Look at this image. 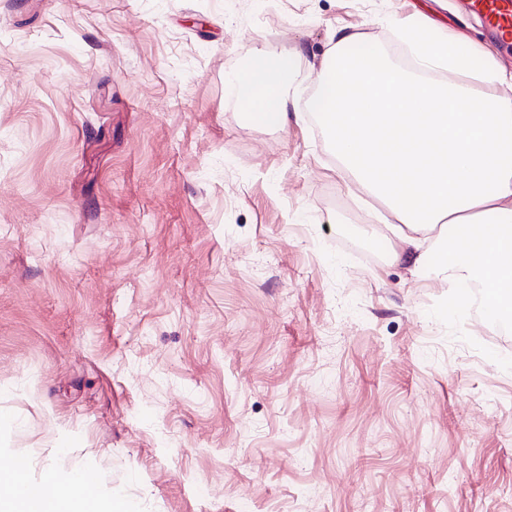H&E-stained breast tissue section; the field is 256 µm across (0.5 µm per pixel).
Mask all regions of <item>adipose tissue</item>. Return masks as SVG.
<instances>
[{"label": "adipose tissue", "mask_w": 512, "mask_h": 512, "mask_svg": "<svg viewBox=\"0 0 512 512\" xmlns=\"http://www.w3.org/2000/svg\"><path fill=\"white\" fill-rule=\"evenodd\" d=\"M415 49L413 71L338 31L334 63L315 74L312 107L335 138L354 182L396 217L393 262L431 274L453 289L456 310L482 307L495 322L512 314L500 292L512 286V98L477 96L469 76L487 84L507 73L470 43L427 24L402 28ZM444 69L448 78L432 79ZM294 59L252 61L232 79L237 100L258 125L284 127L294 105ZM25 480L0 472V512H115L72 477L46 471L54 495L32 502Z\"/></svg>", "instance_id": "1"}]
</instances>
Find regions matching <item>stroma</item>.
I'll use <instances>...</instances> for the list:
<instances>
[{
    "label": "stroma",
    "mask_w": 512,
    "mask_h": 512,
    "mask_svg": "<svg viewBox=\"0 0 512 512\" xmlns=\"http://www.w3.org/2000/svg\"><path fill=\"white\" fill-rule=\"evenodd\" d=\"M463 0H0V469L134 512H512V332L393 263L311 103ZM294 58L287 127L231 78Z\"/></svg>",
    "instance_id": "obj_1"
}]
</instances>
